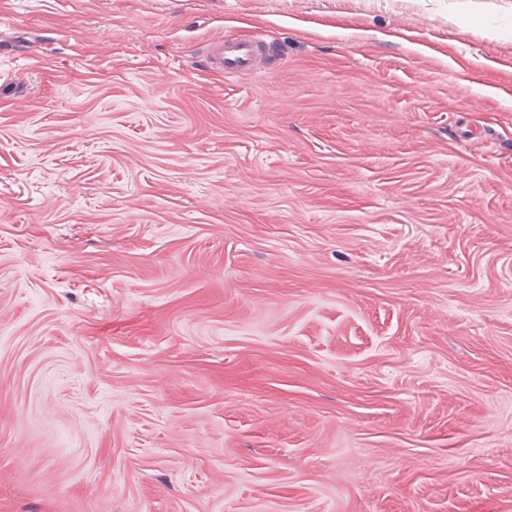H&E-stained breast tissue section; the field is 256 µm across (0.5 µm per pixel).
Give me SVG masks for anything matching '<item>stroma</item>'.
<instances>
[{
	"label": "stroma",
	"mask_w": 512,
	"mask_h": 512,
	"mask_svg": "<svg viewBox=\"0 0 512 512\" xmlns=\"http://www.w3.org/2000/svg\"><path fill=\"white\" fill-rule=\"evenodd\" d=\"M0 512H512V0H0ZM262 38L238 40L230 37L215 38L207 45L205 61L210 69L230 76H246L256 72L263 57Z\"/></svg>",
	"instance_id": "35a3bbf8"
}]
</instances>
